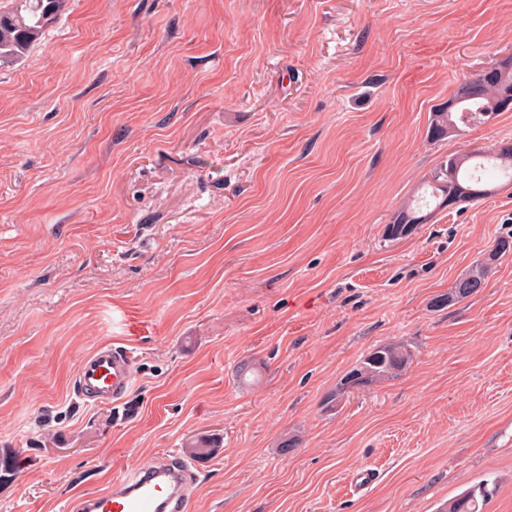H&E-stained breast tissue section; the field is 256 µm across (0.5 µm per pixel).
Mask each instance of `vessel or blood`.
<instances>
[{
  "label": "vessel or blood",
  "mask_w": 512,
  "mask_h": 512,
  "mask_svg": "<svg viewBox=\"0 0 512 512\" xmlns=\"http://www.w3.org/2000/svg\"><path fill=\"white\" fill-rule=\"evenodd\" d=\"M129 352L122 347L103 346L80 364L75 385L80 396L101 400L119 399L133 381ZM188 464L164 459L129 469L111 490L82 500L80 512H188L191 483Z\"/></svg>",
  "instance_id": "obj_1"
}]
</instances>
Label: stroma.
I'll return each mask as SVG.
<instances>
[{
	"instance_id": "1",
	"label": "stroma",
	"mask_w": 512,
	"mask_h": 512,
	"mask_svg": "<svg viewBox=\"0 0 512 512\" xmlns=\"http://www.w3.org/2000/svg\"><path fill=\"white\" fill-rule=\"evenodd\" d=\"M510 53L512 0H67L0 66V512H76L201 435L189 512H438L484 480L512 512V253L444 303L512 184L387 235L449 154L512 141V112L428 138ZM391 342L401 376L326 405ZM112 344L133 387L87 403ZM491 268H486L484 265L476 266L472 271L469 273L470 276H472L473 280H475L476 284L473 286H470L466 290H463V292L458 291L456 285L453 287L450 294H448V305L452 303L461 302L475 293H477L480 288H483L485 278L488 276ZM133 365L123 347L103 346L90 353L80 364L75 377L79 396L118 400L133 381Z\"/></svg>"
}]
</instances>
